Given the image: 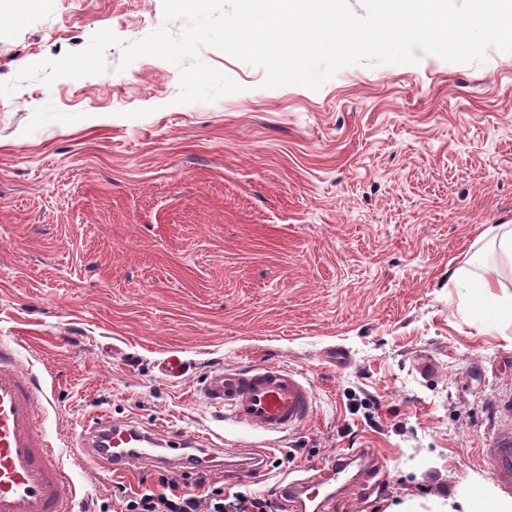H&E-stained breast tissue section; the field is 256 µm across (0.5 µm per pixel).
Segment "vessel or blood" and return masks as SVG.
<instances>
[{
	"label": "vessel or blood",
	"instance_id": "vessel-or-blood-1",
	"mask_svg": "<svg viewBox=\"0 0 512 512\" xmlns=\"http://www.w3.org/2000/svg\"><path fill=\"white\" fill-rule=\"evenodd\" d=\"M40 389L18 364L14 348L0 345V512H73V488L60 456L40 428ZM209 404L229 410L235 422L266 433L299 427L312 413L314 387L302 373L268 363L219 369L208 378ZM83 465L106 463L120 475L141 466L163 469L170 458L143 432L101 416L81 433L73 452ZM229 481L258 479L267 460L238 448L224 449ZM484 467L512 490V430L497 437ZM379 474V461L364 448L336 455L304 479L280 481L278 497L289 512H329L339 491L364 487Z\"/></svg>",
	"mask_w": 512,
	"mask_h": 512
}]
</instances>
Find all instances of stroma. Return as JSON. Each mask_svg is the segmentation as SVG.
<instances>
[{
    "mask_svg": "<svg viewBox=\"0 0 512 512\" xmlns=\"http://www.w3.org/2000/svg\"><path fill=\"white\" fill-rule=\"evenodd\" d=\"M165 21L162 0H33L0 13V82L120 39L83 84L22 83L0 96V340L46 400L78 512H111L112 483L72 446L104 415L166 441L244 439L280 461L256 482L209 468L207 483L273 495L283 476L355 448L380 487L334 512H391L486 477L482 450L512 396V321L475 320L470 281L512 265L485 244L512 225V53L481 62L421 55L361 63L319 90L265 87L267 72L216 48L200 58L241 85L177 103L178 68L123 43ZM346 359L330 363L332 350ZM186 360L169 377L160 363ZM272 362L314 386L310 419L278 434L226 420L203 389L221 367Z\"/></svg>",
    "mask_w": 512,
    "mask_h": 512,
    "instance_id": "obj_1",
    "label": "stroma"
}]
</instances>
